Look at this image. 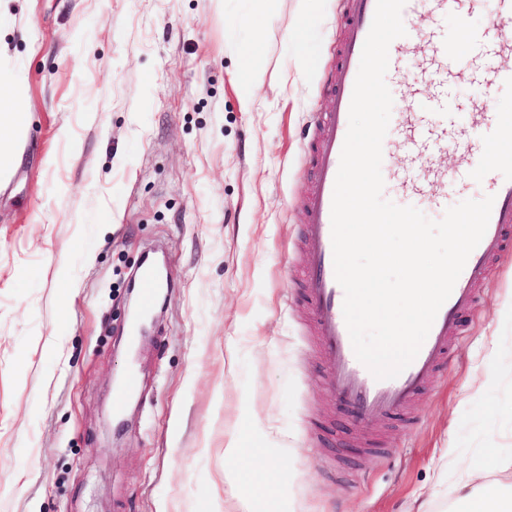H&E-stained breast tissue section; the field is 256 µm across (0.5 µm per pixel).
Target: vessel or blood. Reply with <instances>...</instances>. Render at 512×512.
Here are the masks:
<instances>
[{
    "instance_id": "1",
    "label": "vessel or blood",
    "mask_w": 512,
    "mask_h": 512,
    "mask_svg": "<svg viewBox=\"0 0 512 512\" xmlns=\"http://www.w3.org/2000/svg\"><path fill=\"white\" fill-rule=\"evenodd\" d=\"M463 2L407 0L402 18L410 20L418 11L424 10L437 22L448 12L460 10ZM376 5L377 0H346L340 17L342 38L336 58L338 77L328 86L334 109L318 122L309 138L314 191L306 205V223L302 230L307 248L304 298L313 312L319 342L328 359L330 378L340 399L372 426L379 424L383 417L405 410L433 377L443 373L454 341L463 330L462 318L477 304L478 287L489 273L492 258L512 247L511 145H497L493 160L484 163L476 158V144L462 142L457 146L460 165L454 172L430 166L432 155L447 149L449 129L480 120L481 110L489 111L491 126L512 129V112L491 109L495 90L512 84V71L503 70L498 65L500 56L512 55V0H490L494 20L486 31L469 36L467 67L459 66L454 48L441 28H433L436 50L418 64L422 77L430 83V94L423 110L409 115L406 120L405 148L410 167L393 178L403 192L413 196L421 193L426 182L439 183L447 191L458 188L473 173H480L487 183L488 194L494 197L486 232L469 255L451 295L438 311L418 355L405 370L395 378L379 380L357 360L343 316L344 291L334 274L331 207L349 126L354 84ZM409 62L407 38L395 39L389 48L390 71L404 74ZM465 81L473 82L481 91L472 112L456 103L455 86ZM446 191L433 198V206L447 209Z\"/></svg>"
}]
</instances>
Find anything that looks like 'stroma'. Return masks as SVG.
<instances>
[{"label": "stroma", "instance_id": "1", "mask_svg": "<svg viewBox=\"0 0 512 512\" xmlns=\"http://www.w3.org/2000/svg\"><path fill=\"white\" fill-rule=\"evenodd\" d=\"M342 8L0 0V68L31 116L0 182V512H244L233 436L292 476L271 512H448L492 449L512 486V248L400 416L366 431L327 382L301 232ZM148 252L169 288L132 344Z\"/></svg>", "mask_w": 512, "mask_h": 512}]
</instances>
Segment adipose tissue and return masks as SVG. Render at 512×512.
Returning <instances> with one entry per match:
<instances>
[{
	"instance_id": "adipose-tissue-1",
	"label": "adipose tissue",
	"mask_w": 512,
	"mask_h": 512,
	"mask_svg": "<svg viewBox=\"0 0 512 512\" xmlns=\"http://www.w3.org/2000/svg\"><path fill=\"white\" fill-rule=\"evenodd\" d=\"M30 118L20 106V84L10 74L0 71V177L12 172L20 161L16 140L29 125ZM495 453H488L458 481L454 500L462 512H512V494L503 495L490 489L487 476L496 469ZM224 467L247 478L245 512H258L269 498L271 486L287 491L286 473L270 469L256 448H247L236 440H228L224 448Z\"/></svg>"
}]
</instances>
